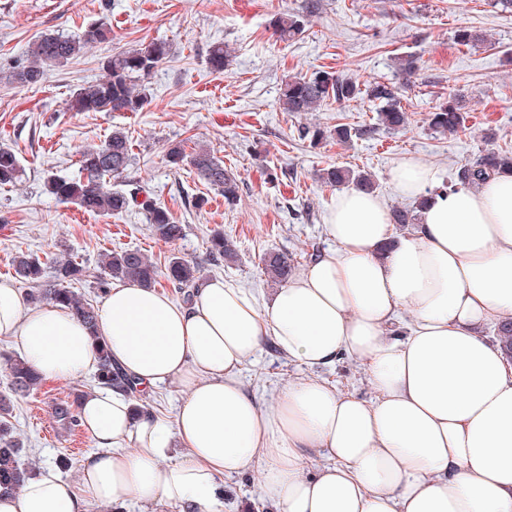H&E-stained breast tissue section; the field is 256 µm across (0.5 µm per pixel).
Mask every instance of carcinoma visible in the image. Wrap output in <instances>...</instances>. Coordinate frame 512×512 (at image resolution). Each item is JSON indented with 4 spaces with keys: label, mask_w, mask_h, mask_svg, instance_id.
I'll list each match as a JSON object with an SVG mask.
<instances>
[{
    "label": "carcinoma",
    "mask_w": 512,
    "mask_h": 512,
    "mask_svg": "<svg viewBox=\"0 0 512 512\" xmlns=\"http://www.w3.org/2000/svg\"><path fill=\"white\" fill-rule=\"evenodd\" d=\"M275 31L284 41L293 40L303 33L304 20L300 13L277 18ZM111 26L102 21L86 25L75 34L58 31L42 33L33 43L29 65H18L10 74L13 82L33 85L43 78L52 67H59L80 56L87 48L110 40ZM457 43L472 46L484 41V35L466 27L457 30ZM170 45L161 40L140 42L135 46L107 57L102 62L104 76L98 82L81 87L72 93L68 103L72 112H137L146 103V84L158 67L169 59ZM209 68L222 73L230 66V55L224 45L210 48L207 55ZM419 70V58L404 55L398 58L394 79H359L336 70H318L309 75H298L285 81L280 94V106L289 113L301 115L315 112L331 102L346 104L352 101H366L377 112V122L360 128L339 124L334 129L336 141L349 144L355 138L369 136L379 129L396 131L409 123L408 112L401 106V92L413 84ZM428 126L439 134L457 133L465 129L466 107L463 99L450 95L428 114ZM301 139L317 145L327 138V130L316 123H308L299 129ZM165 159L171 168L177 170L188 163L197 175L233 203L240 197L241 180L232 169L214 156L210 149L199 147L186 153L180 143L170 145ZM132 161V144L128 135L116 129L98 145L81 151L79 166L81 176L77 179L48 177L46 191L57 201L70 203L90 213L109 215L121 214L137 206L144 211L147 223L151 224L154 236L165 242H175L183 236V225L175 223L167 208L157 203L150 195L138 199V195L112 188L110 180L126 175ZM512 172V151L489 150L472 161L460 166L456 179L460 183L475 182L485 177ZM23 175L18 153L10 146H0V186L14 184ZM318 180L330 187L352 183L366 190L375 189L371 178L361 172L341 166H329L319 170ZM209 255L219 263L234 262L237 249L234 242L224 233L215 230L208 238ZM264 272L268 279L279 285L288 282L295 271L293 258L279 252H270L263 258ZM15 277L31 285L28 299L32 302L54 301L68 305L93 330L96 327V308L78 297L69 288L73 282H82L89 277L88 269L81 263L66 259L53 265L52 275H47L46 264L30 255H17L12 260ZM102 273L95 284L104 293L114 280L136 282L143 286L157 283L159 270L156 264L139 249H125L103 255L100 261ZM165 279L180 293L183 301L189 302L194 291L203 283L198 265L183 257L169 259ZM99 385L124 387L132 390V381L112 368L111 352L107 345L99 344ZM10 377L12 395L26 394L43 383L20 356H5L0 362ZM78 399L62 401L53 407L52 414L63 426L75 431L80 429L77 413ZM13 410L11 395L0 393V491L17 490L27 477L28 470L21 463V446L14 426L9 420Z\"/></svg>",
    "instance_id": "carcinoma-1"
}]
</instances>
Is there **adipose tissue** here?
I'll return each instance as SVG.
<instances>
[{
  "label": "adipose tissue",
  "mask_w": 512,
  "mask_h": 512,
  "mask_svg": "<svg viewBox=\"0 0 512 512\" xmlns=\"http://www.w3.org/2000/svg\"><path fill=\"white\" fill-rule=\"evenodd\" d=\"M390 183L427 200L412 232L377 193L338 192L333 248L267 298L221 277L187 304L125 282L92 335L0 280V338L43 380L97 371L100 341L135 382L81 399L96 450L78 482L43 472L0 512H224L225 479L252 466L276 512H512V357L484 333L512 317V173L441 192L432 165L403 159ZM268 345L301 373L264 404L242 369ZM342 357L372 398L317 376ZM161 384L181 395L174 412L136 409Z\"/></svg>",
  "instance_id": "ef3b65f1"
}]
</instances>
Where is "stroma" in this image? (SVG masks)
I'll list each match as a JSON object with an SVG mask.
<instances>
[{
    "mask_svg": "<svg viewBox=\"0 0 512 512\" xmlns=\"http://www.w3.org/2000/svg\"><path fill=\"white\" fill-rule=\"evenodd\" d=\"M305 0H0V144L19 154L25 174L0 187V279L12 278L11 259L25 253L47 262L66 256L99 275L102 254L138 248L158 265L172 255L197 263L204 278L234 280L259 294L273 288L262 258L284 252L304 268L332 245L323 215L336 195L321 184L319 169L336 165L371 174L388 206L405 205L393 190L390 170L404 158L432 164L441 182L479 152L512 149V12L493 0H320L307 15L304 32L292 41L274 33L277 16L301 10ZM106 20L110 41L69 63L50 69L44 80L21 86L9 78L26 62L30 46L46 31L77 32ZM480 31L484 44L461 46L458 29ZM167 41L171 56L152 76L147 102L138 112H72L68 100L77 88L103 78L104 57L145 41ZM229 47V71L215 73L206 63L212 43ZM420 56L418 78L402 104L408 126L376 132L344 145L327 140L311 146L298 128L303 117L282 112L283 81L325 67L366 81L393 78L395 59ZM463 95L468 108L465 131L433 133L426 118L441 97ZM332 127L374 123L369 103H331L313 113ZM121 128L133 141L134 159L114 187L144 189L183 224L182 239L165 243L151 233L143 212L90 214L58 203L44 188L47 177L75 178L79 153ZM186 151L205 145L241 180L240 199L223 197L192 167L171 169L168 145ZM224 231L237 245L238 260L215 263L207 250L212 230ZM298 369L274 349L250 359L243 371L248 388L267 400ZM88 375L47 382L18 397L11 421L23 443L21 461L34 469H57L76 480V466L94 446L84 431L55 422L52 406L93 389Z\"/></svg>",
    "mask_w": 512,
    "mask_h": 512,
    "instance_id": "obj_1",
    "label": "stroma"
}]
</instances>
